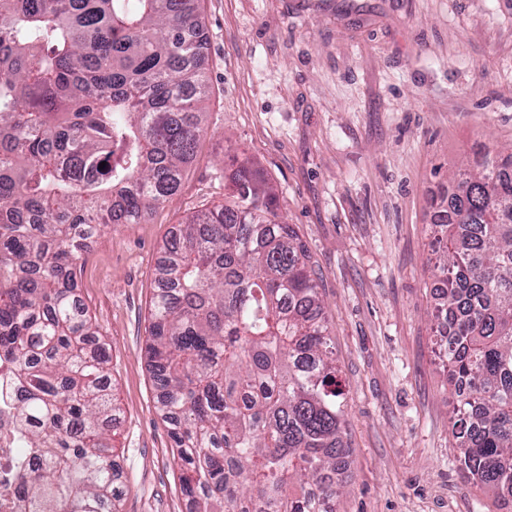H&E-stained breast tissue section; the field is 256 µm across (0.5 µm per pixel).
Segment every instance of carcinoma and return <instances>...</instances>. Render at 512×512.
<instances>
[{
    "mask_svg": "<svg viewBox=\"0 0 512 512\" xmlns=\"http://www.w3.org/2000/svg\"><path fill=\"white\" fill-rule=\"evenodd\" d=\"M197 0H0V353L42 456L36 512H116L110 360L75 297L82 252L179 190L207 98ZM105 167H100V163ZM434 226L455 462L512 499V153ZM248 160L179 225L146 347L191 512H335L346 396L295 225Z\"/></svg>",
    "mask_w": 512,
    "mask_h": 512,
    "instance_id": "1",
    "label": "carcinoma"
}]
</instances>
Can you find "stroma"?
Masks as SVG:
<instances>
[{"instance_id":"1","label":"stroma","mask_w":512,"mask_h":512,"mask_svg":"<svg viewBox=\"0 0 512 512\" xmlns=\"http://www.w3.org/2000/svg\"><path fill=\"white\" fill-rule=\"evenodd\" d=\"M209 82L197 157L138 224L106 227L76 294L111 353L119 512H190L146 354L171 232L224 200L231 157L276 188L332 320L346 389L336 512H512L455 463L432 201L512 153V0H198Z\"/></svg>"}]
</instances>
